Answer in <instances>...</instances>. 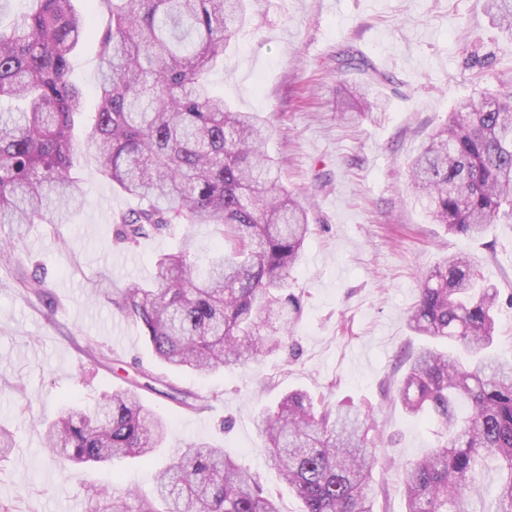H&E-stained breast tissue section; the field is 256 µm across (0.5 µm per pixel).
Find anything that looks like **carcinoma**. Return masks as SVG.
I'll return each instance as SVG.
<instances>
[{
    "label": "carcinoma",
    "instance_id": "cac0c4a2",
    "mask_svg": "<svg viewBox=\"0 0 512 512\" xmlns=\"http://www.w3.org/2000/svg\"><path fill=\"white\" fill-rule=\"evenodd\" d=\"M0 30V224H64L78 177L72 132L82 93L69 79L73 50L88 33L74 0H34ZM104 4L99 34L102 77L89 137L104 175L140 201L116 219L118 242L209 224L216 255L199 271L194 243L155 262L152 282H129L112 304L140 327L170 368L207 375L280 351L292 338L299 299L288 277L312 231L308 209L281 181L263 145L269 127L237 112L207 88L246 18L245 0H91ZM512 38V0H485ZM370 81L349 112L383 101L370 89L391 81L361 52L336 53V70ZM410 178L435 224L452 234L512 223V91L464 102L410 163ZM25 292L46 294L34 273ZM499 289L470 259L449 254L421 276L408 325L424 344L408 356L398 390L403 409L437 427L438 443L402 465L405 512H467L482 493L487 462L498 472L491 512H512V360L493 350ZM267 464L302 504L300 512H375L377 462L368 416L323 403L303 390L259 416ZM168 423L130 388L104 392L91 408L69 407L48 423L45 442L63 463L145 457ZM120 511L106 488L86 489L87 512H281L256 476L199 444L156 478L151 497L128 494Z\"/></svg>",
    "mask_w": 512,
    "mask_h": 512
}]
</instances>
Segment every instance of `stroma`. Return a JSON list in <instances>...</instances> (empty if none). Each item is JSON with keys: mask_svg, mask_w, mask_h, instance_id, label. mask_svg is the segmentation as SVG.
<instances>
[{"mask_svg": "<svg viewBox=\"0 0 512 512\" xmlns=\"http://www.w3.org/2000/svg\"><path fill=\"white\" fill-rule=\"evenodd\" d=\"M76 6L92 34L71 56V79L89 113L100 77L94 31L104 18L87 0ZM348 47L394 80L377 88L385 103L378 118L341 116L362 83L359 74L336 69V52ZM208 80L232 109L270 120L265 149L311 212L315 229L289 279L302 308L293 345L208 376L175 372L156 359L140 327L110 298L148 277L184 234L194 237L195 262L205 267L215 233L207 224H182L134 248L117 243L113 218L137 202L113 190L85 123L77 122L80 193L69 221L0 225V240L15 243L14 259L0 262V427L15 438L13 453L0 461V506L8 512H84L91 486L108 488L121 504L130 489L152 495L174 451L201 442L255 473L282 512H300L265 466L255 426L263 409L293 389L370 410L377 508L405 512L400 465L437 441L433 425L409 416L396 399L399 359L420 343L407 325L420 276L441 256L459 253L501 294L512 292V224L490 225L480 237L450 234L431 222L408 174L456 105L512 81V39L486 15L484 0H247L246 20ZM38 267L47 285L40 298L17 286ZM144 369L191 401L186 407L142 391L169 424L152 457L79 470L52 459L45 422L64 406L92 405L101 390L128 388Z\"/></svg>", "mask_w": 512, "mask_h": 512, "instance_id": "35a3bbf8", "label": "stroma"}]
</instances>
